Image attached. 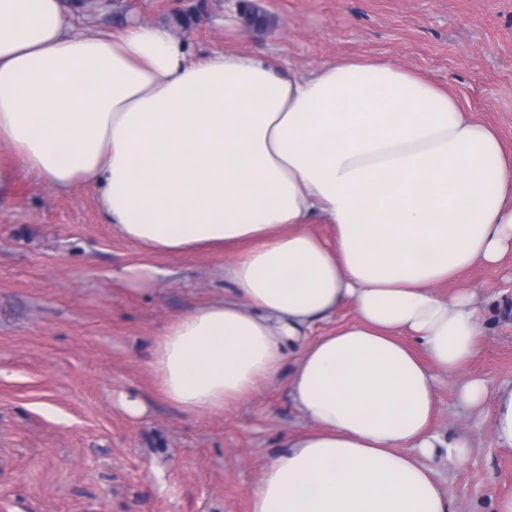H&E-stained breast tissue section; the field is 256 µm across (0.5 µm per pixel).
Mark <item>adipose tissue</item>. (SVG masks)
I'll use <instances>...</instances> for the list:
<instances>
[{
    "label": "adipose tissue",
    "mask_w": 512,
    "mask_h": 512,
    "mask_svg": "<svg viewBox=\"0 0 512 512\" xmlns=\"http://www.w3.org/2000/svg\"><path fill=\"white\" fill-rule=\"evenodd\" d=\"M66 0H0V189L91 183L150 252L248 244L223 299L172 320L160 394L221 414L280 372L309 428L263 468L251 512H452L435 462L438 374L462 371L484 313L463 271L512 254V152L435 83L354 58L311 72L241 51L196 57L167 28L78 34ZM332 224L325 241L311 226ZM353 307L354 323L317 324ZM512 451V382L465 380Z\"/></svg>",
    "instance_id": "1"
}]
</instances>
